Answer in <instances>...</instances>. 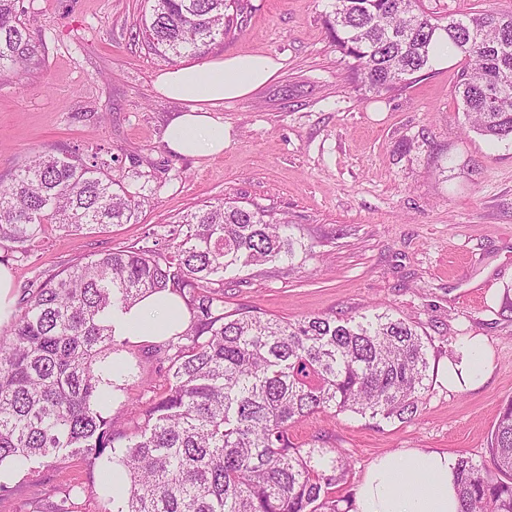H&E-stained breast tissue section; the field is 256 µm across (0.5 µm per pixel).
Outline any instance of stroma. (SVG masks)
I'll use <instances>...</instances> for the list:
<instances>
[{"label":"stroma","mask_w":512,"mask_h":512,"mask_svg":"<svg viewBox=\"0 0 512 512\" xmlns=\"http://www.w3.org/2000/svg\"><path fill=\"white\" fill-rule=\"evenodd\" d=\"M332 0H248L206 58L280 56L265 87L221 112L228 142L217 155H178L163 134L182 109L157 97L154 76L175 60L138 32L148 0H21L41 60L0 77V181L35 150L113 158L112 175L144 185L128 223L65 235L47 231L27 254H9L11 297L79 259L154 246L156 231L187 211L234 199L296 224L313 255L250 268L226 282L224 308H257L297 321L388 312L430 340L431 387L409 422L346 412L296 424L302 448H333L349 464L336 497L352 500L369 463L404 448L438 449L480 463L512 400V142L469 131L455 94L461 58L449 55L410 84L376 93L349 78L324 24ZM482 352V377L449 385ZM162 339L126 342L135 376L119 400L143 406L164 388ZM76 477L101 482L98 466L1 481L0 512H32L45 493Z\"/></svg>","instance_id":"35a3bbf8"}]
</instances>
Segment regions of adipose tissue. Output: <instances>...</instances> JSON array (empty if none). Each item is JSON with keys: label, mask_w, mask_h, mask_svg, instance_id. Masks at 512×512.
Wrapping results in <instances>:
<instances>
[{"label": "adipose tissue", "mask_w": 512, "mask_h": 512, "mask_svg": "<svg viewBox=\"0 0 512 512\" xmlns=\"http://www.w3.org/2000/svg\"><path fill=\"white\" fill-rule=\"evenodd\" d=\"M281 59L247 53L160 71L154 88L183 103L166 127L167 147L180 155L223 152L228 135L217 113L246 98L282 69ZM185 310L177 296L163 292L141 299L114 321L116 335L171 336L180 332ZM457 458L441 450L414 448L376 457L355 495L354 512H462Z\"/></svg>", "instance_id": "obj_1"}]
</instances>
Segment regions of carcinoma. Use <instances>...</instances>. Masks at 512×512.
Here are the masks:
<instances>
[{
  "mask_svg": "<svg viewBox=\"0 0 512 512\" xmlns=\"http://www.w3.org/2000/svg\"><path fill=\"white\" fill-rule=\"evenodd\" d=\"M139 30L168 58L201 55L234 24L241 0H150ZM19 0H0V74L37 58ZM326 28L355 78L392 90L431 66L439 46L461 56L457 92L469 130L512 141V13L440 15L424 0H334ZM97 155L34 152L0 182V249L25 254L48 228L92 232L130 219L142 188L112 179ZM288 218L236 201L203 205L171 230L173 254L131 246L79 260L23 289L0 332V468L50 467L71 450L125 476L100 490L71 480L47 512H76L103 494L112 512H346L332 488L347 462L307 452L289 431L318 413L414 419L430 388L427 342L388 313L295 322L224 310V280L251 266L312 255ZM169 291L187 327L163 352L165 389L116 428L122 347L112 314ZM491 466L458 459L462 512H512V400L490 435Z\"/></svg>",
  "mask_w": 512,
  "mask_h": 512,
  "instance_id": "1",
  "label": "carcinoma"
}]
</instances>
